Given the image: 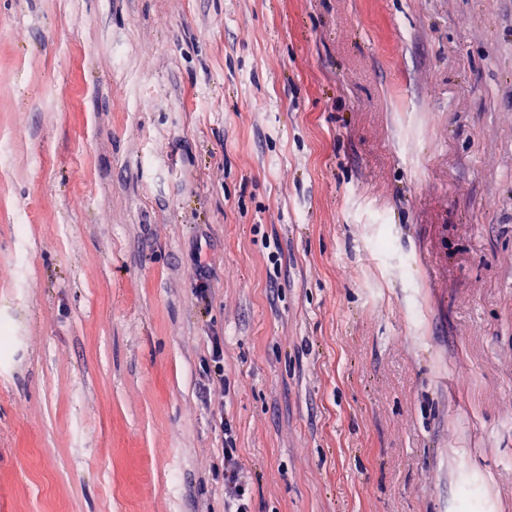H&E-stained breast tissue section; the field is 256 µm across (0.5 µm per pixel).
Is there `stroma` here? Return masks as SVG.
<instances>
[{
    "mask_svg": "<svg viewBox=\"0 0 512 512\" xmlns=\"http://www.w3.org/2000/svg\"><path fill=\"white\" fill-rule=\"evenodd\" d=\"M213 336L252 512H512V0H0V512H224Z\"/></svg>",
    "mask_w": 512,
    "mask_h": 512,
    "instance_id": "obj_1",
    "label": "stroma"
}]
</instances>
